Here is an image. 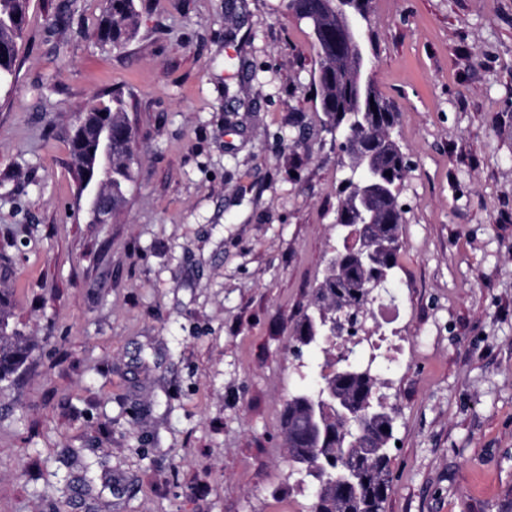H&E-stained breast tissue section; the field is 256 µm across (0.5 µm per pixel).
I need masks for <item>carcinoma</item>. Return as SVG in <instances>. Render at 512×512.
Returning a JSON list of instances; mask_svg holds the SVG:
<instances>
[{
	"label": "carcinoma",
	"instance_id": "cac0c4a2",
	"mask_svg": "<svg viewBox=\"0 0 512 512\" xmlns=\"http://www.w3.org/2000/svg\"><path fill=\"white\" fill-rule=\"evenodd\" d=\"M107 7L95 34L101 44L125 45L137 28L134 0H106ZM29 10V0H0V89L16 76L18 41L22 38ZM312 26L315 45L321 60L318 97L328 123L342 119L362 139L364 150L373 160L379 176L370 192L375 222L364 229L365 243L375 250L376 262L364 265L356 254H341L342 272L327 274L318 282L311 310L304 314L298 341L309 344L325 338L329 331L320 326V318L336 307H345L362 317L375 291L396 267L399 251L403 207L399 203L400 186L408 169L407 160L397 143L386 136L396 123L397 112L378 92H373L376 110L361 111L354 96L353 67L336 46V2L323 0L321 12L306 18ZM87 119L104 121L112 127V163L104 165L94 153L95 142L89 137L71 139L70 152L78 174L89 173L101 189L112 194V213H117L135 183L138 161L127 155L128 138L135 137L128 120L126 103L118 95L96 96L86 110ZM391 175H385V172ZM12 315L4 308L0 293V380L18 371L33 352V346L11 325ZM378 377L371 367L346 374L337 366L320 373L316 388L293 395L288 400L284 428L292 461L303 467L315 483L311 512H383V504L392 491L389 441L393 434L392 409L374 397ZM340 395L359 411L366 428L350 447L336 449L329 433L342 421L328 413L307 421V401L317 398L318 391ZM355 472L356 486L341 491L336 475Z\"/></svg>",
	"mask_w": 512,
	"mask_h": 512
}]
</instances>
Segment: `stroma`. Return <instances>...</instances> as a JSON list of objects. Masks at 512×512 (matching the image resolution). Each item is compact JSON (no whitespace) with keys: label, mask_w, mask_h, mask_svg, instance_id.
Returning a JSON list of instances; mask_svg holds the SVG:
<instances>
[{"label":"stroma","mask_w":512,"mask_h":512,"mask_svg":"<svg viewBox=\"0 0 512 512\" xmlns=\"http://www.w3.org/2000/svg\"><path fill=\"white\" fill-rule=\"evenodd\" d=\"M30 0L0 93V290L35 346L0 381V512H309L282 414L345 177L288 0ZM409 161L401 249L351 362L394 410L384 512H512V0H370ZM119 93L136 184L91 223L75 117ZM106 3L95 37L104 45L123 46L132 39L137 28L134 0H106Z\"/></svg>","instance_id":"stroma-1"}]
</instances>
